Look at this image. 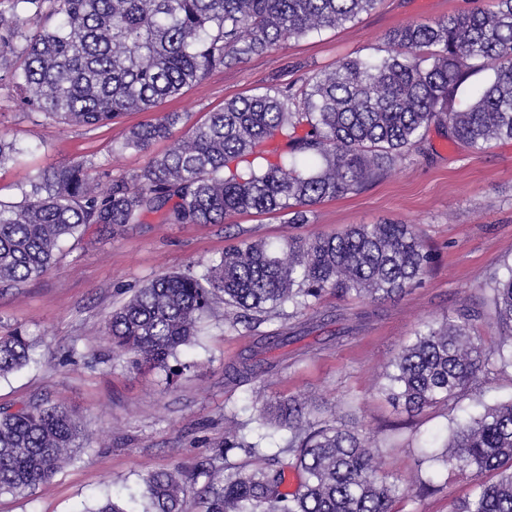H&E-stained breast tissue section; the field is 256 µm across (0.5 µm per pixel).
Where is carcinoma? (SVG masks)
Returning <instances> with one entry per match:
<instances>
[{"label": "carcinoma", "instance_id": "cac0c4a2", "mask_svg": "<svg viewBox=\"0 0 512 512\" xmlns=\"http://www.w3.org/2000/svg\"><path fill=\"white\" fill-rule=\"evenodd\" d=\"M377 0H7L0 7V73L30 112L67 126L96 128L124 113L149 111L213 70L236 65L290 38L337 27ZM387 55L348 58L300 87L237 97L139 174L102 189L83 164L41 173L18 203L0 201V288L41 277L60 243L93 225L114 229L158 215L165 224H222L232 215L287 211L307 223L315 204L359 188L417 151L429 127L480 150L512 140V0L386 34ZM495 62L493 80L455 107L469 77ZM182 114L167 112L128 133L120 150L146 149ZM25 152L0 136V165ZM431 255L413 224H352L331 236L291 239L277 249L243 240L192 270L163 275L112 312L107 336L132 367L166 370L190 346L217 294L236 309L230 325L260 314L313 309L324 294L384 300L427 274ZM502 337L472 335L478 309L424 323L391 362L385 393L409 415L467 396L478 376L512 369V267L486 285ZM31 343L0 337V376L30 360ZM288 437L251 441L231 420L218 454L263 459L254 469L224 465L216 482L203 466L205 493L188 495L176 465L143 479L141 507L108 496L89 512H392L400 486L381 471L364 431L313 421L296 399L272 419ZM80 427L48 401L0 408V496L45 485L74 459ZM277 451L264 453L262 443ZM453 466L475 482L453 512H512V401L455 421L440 452H424L409 489L435 492L434 474ZM298 489H285L286 472ZM498 472L492 483L481 481Z\"/></svg>", "mask_w": 512, "mask_h": 512}]
</instances>
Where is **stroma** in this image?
<instances>
[{
    "label": "stroma",
    "mask_w": 512,
    "mask_h": 512,
    "mask_svg": "<svg viewBox=\"0 0 512 512\" xmlns=\"http://www.w3.org/2000/svg\"><path fill=\"white\" fill-rule=\"evenodd\" d=\"M493 0H378L349 23L292 38L260 55L209 73L161 106L183 115L148 149H123L129 128L155 120L129 112L95 130L64 126L21 109L0 83V134L17 137L26 151L0 167V200L21 201L45 170L89 162L101 187L139 173L173 141L219 110L225 101L271 87L300 86L350 57H380L385 35L415 22H434ZM416 225L434 263L403 296L377 302L325 295L316 309L296 318L271 316L247 329L224 321L215 298L198 325L194 343L172 360V374L132 369L104 332L113 310L155 278L186 269L204 272L225 246L243 239L280 244L289 237L333 235L351 224ZM512 264V140L481 151L450 141L431 125L419 153L353 192L311 207L308 221L293 224L287 212L231 216L221 224H164L158 216L115 233L96 229L62 243L57 263L40 278L0 293V336L22 332L32 342L31 361L0 377V407L45 399L62 406L85 438L51 481L22 496L0 497V512H87L104 495H141L152 472L213 460L243 464L244 454L215 458L224 445L225 417L255 423L262 408L289 397L306 399L311 417L338 413L374 437L383 469L408 478L424 447L443 440L453 416L479 403L512 399V370L480 378L456 406L439 405L415 417L397 411L379 391L383 372L418 327L451 309L481 303V286ZM298 326L288 343L277 331ZM266 371L246 382L234 367L248 358ZM437 489L405 494L395 512H451L473 489L467 477L439 470Z\"/></svg>",
    "instance_id": "obj_1"
}]
</instances>
